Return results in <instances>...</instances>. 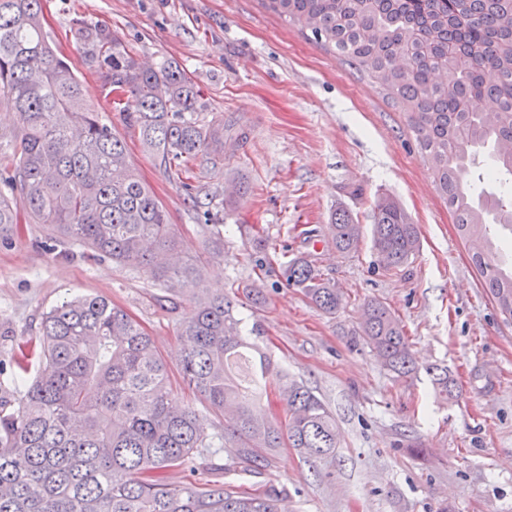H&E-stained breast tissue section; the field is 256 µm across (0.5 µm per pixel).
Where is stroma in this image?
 <instances>
[{"label": "stroma", "mask_w": 512, "mask_h": 512, "mask_svg": "<svg viewBox=\"0 0 512 512\" xmlns=\"http://www.w3.org/2000/svg\"><path fill=\"white\" fill-rule=\"evenodd\" d=\"M41 8L45 32L86 99L167 210L178 254L199 260L206 287L232 299L243 335L336 418L335 458L310 465L281 448L261 475H226L201 462L195 480L285 490L283 512H512V321L481 288L407 116L385 91L260 0H41ZM79 19L112 28L144 64L177 62L199 90L198 120L223 116L245 129L246 142L225 138L223 160L183 187L113 109L73 39ZM382 195L420 228V250L404 270L378 267L367 237L348 255L327 233L304 241L302 230L327 225L336 209L370 226ZM45 235L43 225L23 219L0 243V326L9 330L0 338V400L12 405L23 394L11 375L43 313L75 296L123 308L180 384L179 328L194 298L168 310L145 270L86 258L63 239L45 250ZM300 253L343 291L336 314L285 286L283 268ZM252 284L263 286L264 304L244 297ZM371 299L400 320L418 365L412 378H396L365 346L362 311ZM433 365L457 378L458 398L436 396ZM413 438L423 453L407 450Z\"/></svg>", "instance_id": "1"}]
</instances>
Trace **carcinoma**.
I'll list each match as a JSON object with an SVG mask.
<instances>
[{"instance_id": "cac0c4a2", "label": "carcinoma", "mask_w": 512, "mask_h": 512, "mask_svg": "<svg viewBox=\"0 0 512 512\" xmlns=\"http://www.w3.org/2000/svg\"><path fill=\"white\" fill-rule=\"evenodd\" d=\"M265 8L310 30L366 73L408 114L421 154L455 217L462 238L482 233L471 260L493 302L512 306V268L492 256L487 228L512 231L504 197L474 196L463 173L489 150L488 179L512 176V0H262ZM74 38L94 64L115 109L144 147L176 175L203 154L224 149V124L203 130L194 113L198 91L174 62L144 68L105 25L75 22ZM489 100L479 111L475 102ZM19 117L6 175L0 174V233L18 223L14 197L30 219L80 242L92 257L147 269L167 296H198L180 329L185 386L225 417L209 432L190 404L178 400L150 336L122 308L100 296L66 301L43 315L19 368L36 375L17 408H0V512H278L274 490L248 492L222 484L171 485L165 472L193 469L203 452L224 450V472L260 474L278 448L308 462L336 457V419L307 387L259 354L254 379L234 365L250 344L240 335L224 290L204 285L192 259L173 260L177 241L166 209L129 161L124 141L85 100L81 82L43 32L41 0H0V105ZM327 229L336 250L355 251L362 235L345 210ZM379 267L397 272L420 248L418 225L394 199L381 196L371 229ZM328 315L344 302L316 263L297 256L284 268ZM365 344L399 377L418 370L401 322L379 300L364 305ZM445 399L457 384L445 367L427 368ZM287 395L281 426L258 408L259 384Z\"/></svg>"}]
</instances>
